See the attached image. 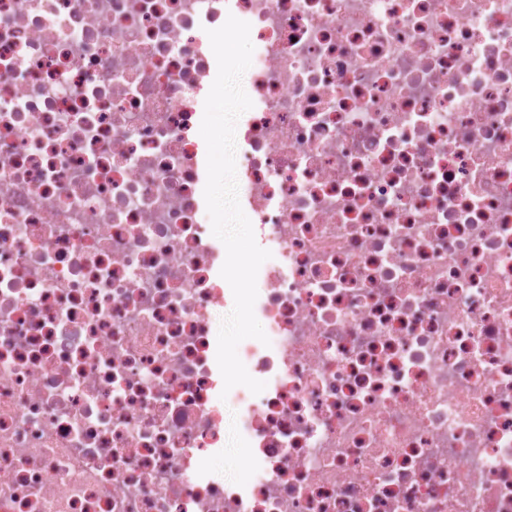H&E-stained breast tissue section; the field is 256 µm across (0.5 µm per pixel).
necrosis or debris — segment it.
I'll return each instance as SVG.
<instances>
[{"mask_svg": "<svg viewBox=\"0 0 512 512\" xmlns=\"http://www.w3.org/2000/svg\"><path fill=\"white\" fill-rule=\"evenodd\" d=\"M231 15L257 395L205 228ZM0 512H512V0H0ZM250 457L249 444L240 438L234 408L228 404L225 412V447L224 456L212 462L214 471L233 480L244 479L247 474L246 463Z\"/></svg>", "mask_w": 512, "mask_h": 512, "instance_id": "1", "label": "necrosis or debris"}]
</instances>
